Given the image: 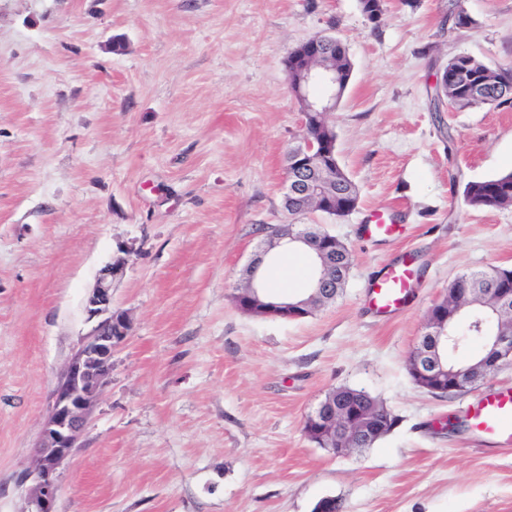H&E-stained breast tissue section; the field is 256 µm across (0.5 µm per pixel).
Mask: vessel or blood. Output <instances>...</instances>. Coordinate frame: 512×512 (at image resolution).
Returning a JSON list of instances; mask_svg holds the SVG:
<instances>
[{
    "label": "vessel or blood",
    "mask_w": 512,
    "mask_h": 512,
    "mask_svg": "<svg viewBox=\"0 0 512 512\" xmlns=\"http://www.w3.org/2000/svg\"><path fill=\"white\" fill-rule=\"evenodd\" d=\"M414 272L408 264L387 266L369 283L371 306L380 313L400 309L413 288ZM467 417L472 429L495 447L512 449V387L484 392L469 405Z\"/></svg>",
    "instance_id": "obj_1"
}]
</instances>
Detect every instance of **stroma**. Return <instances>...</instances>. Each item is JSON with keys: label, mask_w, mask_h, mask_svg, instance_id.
<instances>
[{"label": "stroma", "mask_w": 512, "mask_h": 512, "mask_svg": "<svg viewBox=\"0 0 512 512\" xmlns=\"http://www.w3.org/2000/svg\"><path fill=\"white\" fill-rule=\"evenodd\" d=\"M471 16L447 23L448 6ZM329 34L353 62L329 122L359 191L349 214L290 216L286 154L303 114L284 61ZM122 40L123 51L113 49ZM466 53L512 67V0H0V512H26L52 390L93 324L85 299L124 257L112 306L132 330L56 512H512V453L465 428L512 361L452 398L408 371L428 310L464 272L512 268V206L475 209L464 185L512 170V107L435 113ZM390 210L401 231L368 234ZM320 224L352 256L342 295L294 321L242 312L244 271L270 228ZM412 256L414 292L366 302ZM397 426L337 454L303 424L337 387ZM414 272L405 262L387 266L369 283L371 306L378 313L400 309L413 288Z\"/></svg>", "instance_id": "1"}]
</instances>
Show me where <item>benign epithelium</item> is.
<instances>
[{"mask_svg": "<svg viewBox=\"0 0 512 512\" xmlns=\"http://www.w3.org/2000/svg\"><path fill=\"white\" fill-rule=\"evenodd\" d=\"M322 40L314 41L315 53L309 56L306 66L292 81L295 95L309 97L315 87L324 93L315 97L312 108L318 112H332L343 95L346 85L336 71L320 64ZM331 153L317 145V141L305 138L287 159L285 195L310 197L326 204L329 195L321 185L309 178L313 167L326 162ZM299 240L311 246L318 257L320 288L305 300L271 301L262 289L255 285L256 272L266 257L284 239ZM336 236L313 228L308 233L294 234L288 227L272 230L267 247L250 262L245 271L244 284L237 289V307L248 314L282 320H297L310 316L315 301L323 300L335 291L336 278L343 271L336 269L332 251ZM124 259L119 257L98 272L92 291L85 303L88 319L96 321L91 332L84 337L69 359L52 395L46 420L42 427L35 461L23 475L31 482L29 489L30 512H56L60 471L80 447L79 441L87 425L93 403L108 383L112 371V350L122 343L131 331L128 315L112 309V282L122 272ZM488 359L493 361L492 370L512 357V332H497L487 337ZM459 350V339L448 333V312H428L418 347L409 361L408 369L413 381L434 394L465 392L476 380L465 370L448 368V356ZM309 437L320 442L336 445V439L347 442L343 451L349 452L368 446L385 434V423L373 406L354 396L334 392L326 396L309 413Z\"/></svg>", "mask_w": 512, "mask_h": 512, "instance_id": "obj_1", "label": "benign epithelium"}]
</instances>
